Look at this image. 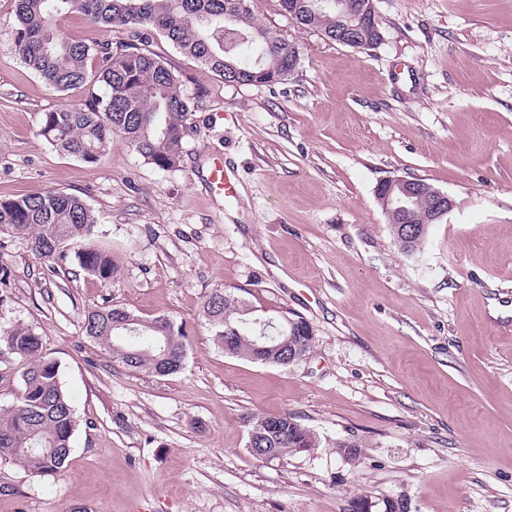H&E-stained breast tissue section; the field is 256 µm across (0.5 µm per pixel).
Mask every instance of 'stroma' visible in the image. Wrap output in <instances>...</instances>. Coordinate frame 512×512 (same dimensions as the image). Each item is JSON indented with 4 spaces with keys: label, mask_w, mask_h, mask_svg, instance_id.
Masks as SVG:
<instances>
[{
    "label": "stroma",
    "mask_w": 512,
    "mask_h": 512,
    "mask_svg": "<svg viewBox=\"0 0 512 512\" xmlns=\"http://www.w3.org/2000/svg\"><path fill=\"white\" fill-rule=\"evenodd\" d=\"M373 3L383 40L359 51L252 0L256 22L300 51L272 86L225 84L156 38L195 101L182 158L163 171L119 134L95 163L46 140L45 113L89 88L28 69L14 2L0 0V196H80L119 268L106 283L0 235V407L24 369L1 336L20 324L80 420L59 473L0 459V512H350L360 497L373 512L386 499L512 512V0ZM58 30L92 46L127 37L77 13ZM215 151L241 180L222 210L202 179ZM389 177L453 201L420 253L392 238L376 198ZM231 287L304 317L309 358L286 368L218 349L204 306ZM104 306L184 326L183 369L113 358L83 331ZM286 412L317 447L253 457L252 419Z\"/></svg>",
    "instance_id": "35a3bbf8"
}]
</instances>
